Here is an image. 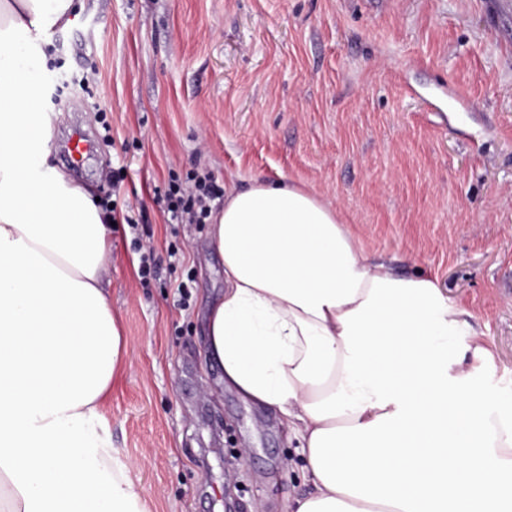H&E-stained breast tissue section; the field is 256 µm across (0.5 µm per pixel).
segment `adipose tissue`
Wrapping results in <instances>:
<instances>
[{"mask_svg": "<svg viewBox=\"0 0 512 512\" xmlns=\"http://www.w3.org/2000/svg\"><path fill=\"white\" fill-rule=\"evenodd\" d=\"M77 0H0V512H145L95 424L132 357L110 303L112 225L50 162L43 32ZM224 292L206 357L279 412L311 489L290 512H512V398L476 382L434 283L372 260L337 207L255 182L210 215Z\"/></svg>", "mask_w": 512, "mask_h": 512, "instance_id": "adipose-tissue-1", "label": "adipose tissue"}]
</instances>
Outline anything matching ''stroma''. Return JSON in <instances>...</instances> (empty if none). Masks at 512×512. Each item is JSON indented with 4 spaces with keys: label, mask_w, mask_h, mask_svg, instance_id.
<instances>
[{
    "label": "stroma",
    "mask_w": 512,
    "mask_h": 512,
    "mask_svg": "<svg viewBox=\"0 0 512 512\" xmlns=\"http://www.w3.org/2000/svg\"><path fill=\"white\" fill-rule=\"evenodd\" d=\"M46 39L53 164L149 216L151 276L131 228L112 234L134 357L96 419L148 512H289L308 489L277 413L203 364L224 264L208 225L164 217L170 172L314 190L373 260L436 282L457 344L494 355L484 383L512 388V0H84ZM99 112L111 141L70 166L63 140Z\"/></svg>",
    "instance_id": "obj_1"
}]
</instances>
